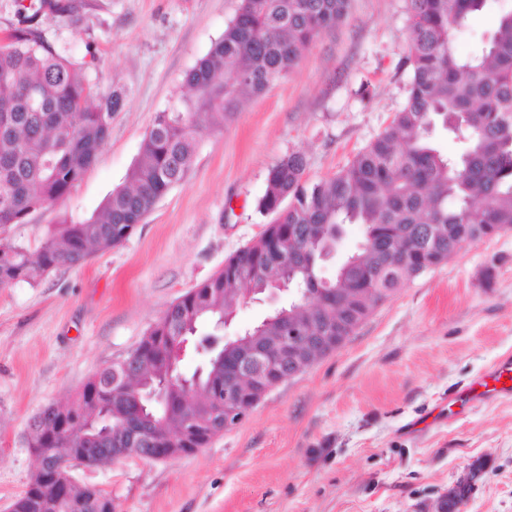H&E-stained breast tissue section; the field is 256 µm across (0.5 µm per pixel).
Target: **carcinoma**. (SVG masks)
I'll list each match as a JSON object with an SVG mask.
<instances>
[{
  "label": "carcinoma",
  "mask_w": 512,
  "mask_h": 512,
  "mask_svg": "<svg viewBox=\"0 0 512 512\" xmlns=\"http://www.w3.org/2000/svg\"><path fill=\"white\" fill-rule=\"evenodd\" d=\"M224 33L184 76L191 95L155 118L139 156L102 211L63 221L35 251L0 238V287L33 284L62 267L80 266L96 252L120 246L157 202L189 172L199 141L233 119L245 96L263 93L300 61L303 50L345 17L349 0H237ZM490 0H407L408 94L390 125L334 176L309 183L306 161L291 153L268 172L259 211L275 215L260 236L224 261V268L179 297L150 327L125 363L91 377L53 417L33 418L27 444L45 456L47 475L74 448L97 444L69 429L74 406L106 404L112 448H166L191 418L205 423L191 447L204 448L220 430L211 425L206 392L224 386L226 342L208 348L198 394L189 396L174 355L177 337L216 326L234 300L284 278L292 298L261 321L258 341L273 344L283 324L318 322L336 331L338 310L302 301L323 287L322 250L336 245L346 224L363 227L359 250L337 268L331 286L367 318L406 282L446 262L467 241L512 229V8L501 10L481 49L456 53L453 30ZM76 22L69 0H17L22 26L0 41V229L24 224L33 212L65 198L93 164L124 96L94 94L88 67L57 51L35 23L45 11ZM441 125L465 144L449 158L431 140ZM137 379L165 384L153 417L139 418L146 390L121 385L123 365ZM73 512H112V498L93 487L66 488ZM55 482L34 477L13 512H47Z\"/></svg>",
  "instance_id": "1"
}]
</instances>
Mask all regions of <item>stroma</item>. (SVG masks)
Masks as SVG:
<instances>
[{"label":"stroma","mask_w":512,"mask_h":512,"mask_svg":"<svg viewBox=\"0 0 512 512\" xmlns=\"http://www.w3.org/2000/svg\"><path fill=\"white\" fill-rule=\"evenodd\" d=\"M79 23L39 20L58 51L94 55L99 94L124 106L71 193L6 235L83 221L124 184L157 113L233 17L236 0H74ZM405 0H350L298 65L204 137L184 183L124 243L38 283L0 288V512L28 488L31 419L125 358L171 302L257 239L269 169L293 152L316 183L391 123L410 72ZM512 355V230L464 243L378 305L337 351L266 395L196 454L80 466L116 512H437L479 465L464 512H512V399L448 414V397Z\"/></svg>","instance_id":"stroma-1"}]
</instances>
